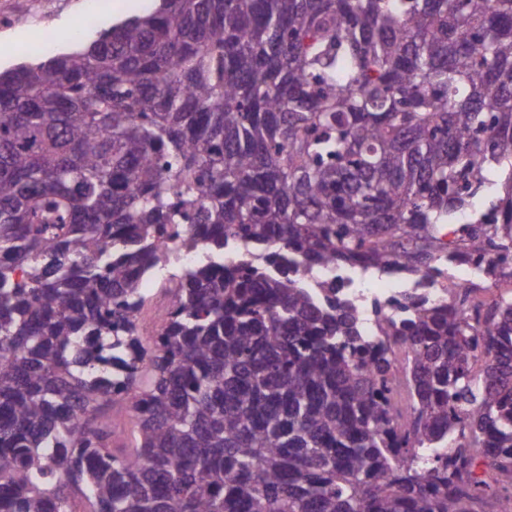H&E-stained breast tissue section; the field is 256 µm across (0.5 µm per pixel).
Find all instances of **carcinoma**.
<instances>
[{
  "instance_id": "carcinoma-1",
  "label": "carcinoma",
  "mask_w": 512,
  "mask_h": 512,
  "mask_svg": "<svg viewBox=\"0 0 512 512\" xmlns=\"http://www.w3.org/2000/svg\"><path fill=\"white\" fill-rule=\"evenodd\" d=\"M35 55L0 74V512H496L512 296L388 321L397 430L390 359L299 282L427 274L444 227L512 264V0H160ZM176 224L205 261L146 347Z\"/></svg>"
}]
</instances>
